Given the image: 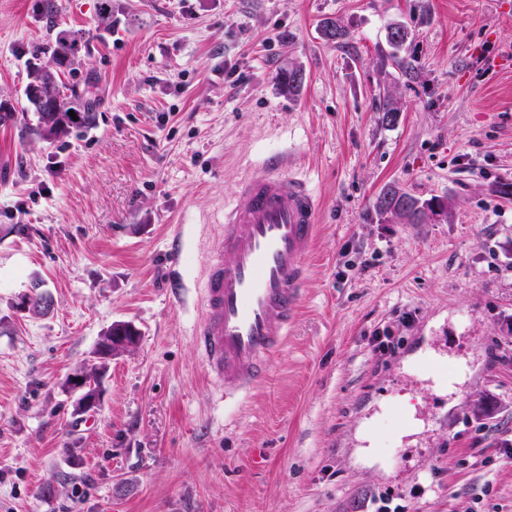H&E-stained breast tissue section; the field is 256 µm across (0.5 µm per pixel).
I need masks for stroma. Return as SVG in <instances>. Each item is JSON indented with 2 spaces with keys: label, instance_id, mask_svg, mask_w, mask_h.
<instances>
[{
  "label": "stroma",
  "instance_id": "stroma-1",
  "mask_svg": "<svg viewBox=\"0 0 512 512\" xmlns=\"http://www.w3.org/2000/svg\"><path fill=\"white\" fill-rule=\"evenodd\" d=\"M63 29L89 41L59 65ZM40 67L93 124L35 133ZM0 107V512H512V0H0ZM284 149L319 231L286 346L227 406L201 268ZM390 186L446 218L384 213ZM35 282L51 311L20 309ZM114 324L137 341L76 410Z\"/></svg>",
  "mask_w": 512,
  "mask_h": 512
}]
</instances>
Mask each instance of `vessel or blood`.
<instances>
[{
    "label": "vessel or blood",
    "mask_w": 512,
    "mask_h": 512,
    "mask_svg": "<svg viewBox=\"0 0 512 512\" xmlns=\"http://www.w3.org/2000/svg\"><path fill=\"white\" fill-rule=\"evenodd\" d=\"M244 205L226 210L204 266L194 339L208 373L232 401L261 382L286 344L308 276L319 203L288 159L239 185Z\"/></svg>",
    "instance_id": "b4317fda"
}]
</instances>
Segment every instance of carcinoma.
<instances>
[{"label": "carcinoma", "instance_id": "1", "mask_svg": "<svg viewBox=\"0 0 512 512\" xmlns=\"http://www.w3.org/2000/svg\"><path fill=\"white\" fill-rule=\"evenodd\" d=\"M86 34L79 31L61 30L55 39L54 56L56 59H65L78 53ZM35 82L43 90L54 97L56 109L53 112H47L43 109L40 102L31 95H26V99L32 105L34 112L38 116V123L47 138L54 137L70 128H80L89 125L94 120L93 107L88 101H68L62 97L57 89L55 76L47 68L38 70ZM303 74L299 71H290L284 74L281 81V89L288 94L297 95L302 87ZM74 111L76 117L68 115L69 111ZM381 209L387 213L402 217L411 224H424L429 216L436 213L447 212V204L440 200H430L420 202L414 197L401 193L394 189L387 190L381 200ZM122 336L125 340L132 342L135 339V332L127 327L117 325L111 326L106 331V336L102 337L99 345H105V340H110L111 345L104 351L96 350L97 358L104 361L112 356V351L116 350L113 346L115 338Z\"/></svg>", "mask_w": 512, "mask_h": 512}]
</instances>
